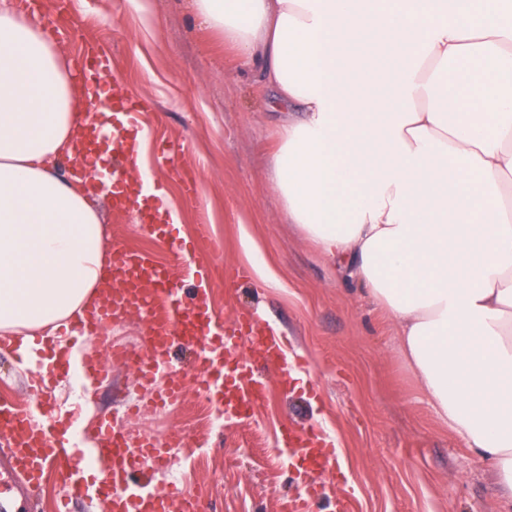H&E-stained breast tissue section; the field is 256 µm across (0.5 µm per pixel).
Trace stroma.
<instances>
[{"label":"stroma","instance_id":"1","mask_svg":"<svg viewBox=\"0 0 512 512\" xmlns=\"http://www.w3.org/2000/svg\"><path fill=\"white\" fill-rule=\"evenodd\" d=\"M43 2V13L59 7L75 25V37L58 40L68 62L82 42H98L111 49L112 68L132 94L151 102L142 116L151 130L146 165L159 144H182L173 169L155 175L179 211L183 237H193L200 220L211 226L220 249L209 260L215 315L252 310L298 360L289 385L271 381L270 401L253 420L208 427L192 403L173 413L171 427L186 430L198 449L190 459L176 451L175 465L207 512H284L301 477L269 449L290 423L336 444L318 512H335L344 492L351 512H503L491 468L440 420L407 369L395 323L289 223L270 165L285 115L268 110V91L240 72L223 36L195 19L185 0H150L145 16L127 0ZM177 168L196 175L197 201H184ZM98 204L106 239L168 260L134 216L113 212L106 196ZM245 232L280 287L254 275L236 279L237 268L252 265L240 245ZM35 380L22 362L0 361V396L30 404ZM138 393L134 370L118 362L108 381L76 376L52 390L62 408L79 401L89 417L121 413Z\"/></svg>","mask_w":512,"mask_h":512}]
</instances>
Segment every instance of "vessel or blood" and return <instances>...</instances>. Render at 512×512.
<instances>
[{
	"mask_svg": "<svg viewBox=\"0 0 512 512\" xmlns=\"http://www.w3.org/2000/svg\"><path fill=\"white\" fill-rule=\"evenodd\" d=\"M77 68L98 112L79 142L71 174L90 173L104 182L113 209L136 213L152 238L174 254L184 275L199 283L191 299H184L170 265L149 251L113 242L112 297L99 309L79 315V330L94 341L112 321L139 316L146 326L143 358L136 370L139 380L150 382L159 374L170 377L156 400L171 403L184 392L176 379L179 367L171 360V350L180 342L193 349L191 371L211 399L232 419H248L265 403L271 378L287 383L288 353L279 336L266 330L252 312H239L229 324L213 313L209 281L196 247L176 235L156 197V185L122 179L123 171L137 165L136 143L144 131L140 116L149 105L134 98L114 75L110 51L86 44ZM5 354L24 355L40 383L34 407L0 402V445L9 449L6 463L0 464V512H20L17 499L34 491L51 466L62 478L69 504L95 495L106 503L107 512H184L188 507L205 512L199 496L175 487L157 490L138 481L145 470H157L176 449L187 447L185 435L164 443L149 439L132 448L113 418L105 415L94 426L95 441L82 444L72 420L58 418L44 399L46 390L72 368L68 347L61 344L52 351L36 342L22 352L4 337L0 355ZM276 446L286 458L303 462L316 477L329 472L335 457L323 434L305 428L282 426Z\"/></svg>",
	"mask_w": 512,
	"mask_h": 512,
	"instance_id": "obj_1",
	"label": "vessel or blood"
}]
</instances>
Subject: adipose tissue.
<instances>
[{
  "mask_svg": "<svg viewBox=\"0 0 512 512\" xmlns=\"http://www.w3.org/2000/svg\"><path fill=\"white\" fill-rule=\"evenodd\" d=\"M287 113L276 192L396 322L428 404L512 512V0H190ZM63 49L0 0V334L53 339L105 290L60 161L88 121Z\"/></svg>",
  "mask_w": 512,
  "mask_h": 512,
  "instance_id": "ef3b65f1",
  "label": "adipose tissue"
}]
</instances>
